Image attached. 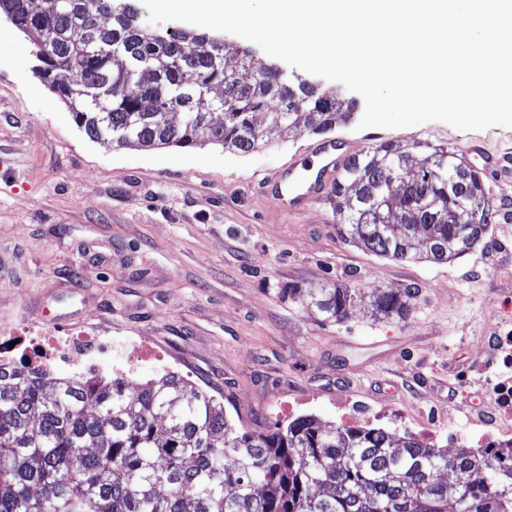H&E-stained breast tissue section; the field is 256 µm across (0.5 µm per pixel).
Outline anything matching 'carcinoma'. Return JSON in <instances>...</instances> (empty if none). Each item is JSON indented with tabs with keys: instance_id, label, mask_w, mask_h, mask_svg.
Returning a JSON list of instances; mask_svg holds the SVG:
<instances>
[{
	"instance_id": "carcinoma-1",
	"label": "carcinoma",
	"mask_w": 512,
	"mask_h": 512,
	"mask_svg": "<svg viewBox=\"0 0 512 512\" xmlns=\"http://www.w3.org/2000/svg\"><path fill=\"white\" fill-rule=\"evenodd\" d=\"M0 18L48 43L34 75L92 141L191 148L205 129L245 154L261 138L353 120L336 91L295 83L207 33L152 30L133 0H51L40 11L0 0ZM414 148L382 142L349 159L330 196L336 234L376 256L443 262L484 237L492 212L480 172L445 147ZM360 298L322 288L311 304L340 321ZM408 299L376 288L370 306L402 318ZM0 512H512V450L478 459L314 415L240 431L175 372L131 393L116 374L0 365Z\"/></svg>"
}]
</instances>
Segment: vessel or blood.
<instances>
[{
  "mask_svg": "<svg viewBox=\"0 0 512 512\" xmlns=\"http://www.w3.org/2000/svg\"><path fill=\"white\" fill-rule=\"evenodd\" d=\"M466 152L500 174L505 171V162L512 160L510 154L487 152L475 142L468 145ZM309 155L302 168L289 166L280 170L273 197L281 207L293 211L326 198L337 170L348 157L343 145L335 141L312 145Z\"/></svg>",
  "mask_w": 512,
  "mask_h": 512,
  "instance_id": "1",
  "label": "vessel or blood"
}]
</instances>
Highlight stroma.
<instances>
[{
	"label": "stroma",
	"mask_w": 512,
	"mask_h": 512,
	"mask_svg": "<svg viewBox=\"0 0 512 512\" xmlns=\"http://www.w3.org/2000/svg\"><path fill=\"white\" fill-rule=\"evenodd\" d=\"M29 40L0 21V337L22 326L60 331L103 323L146 336L140 383L163 368L224 404L251 431L312 414L340 422L336 397L410 412L418 432L439 417L451 442L462 394L485 409L500 373L484 343L491 312L512 293V178L484 175L498 212L468 254L442 263L375 256L336 235L330 202L280 209L263 192L301 161L317 135L295 129L250 153L224 151L200 132L192 148H118L76 127L38 80ZM357 154L383 141H416L463 154L470 140L512 149V128L461 131L443 122L336 128ZM336 284L410 292L404 317L355 304L324 319L309 295ZM301 288L291 297L288 287Z\"/></svg>",
	"instance_id": "35a3bbf8"
}]
</instances>
